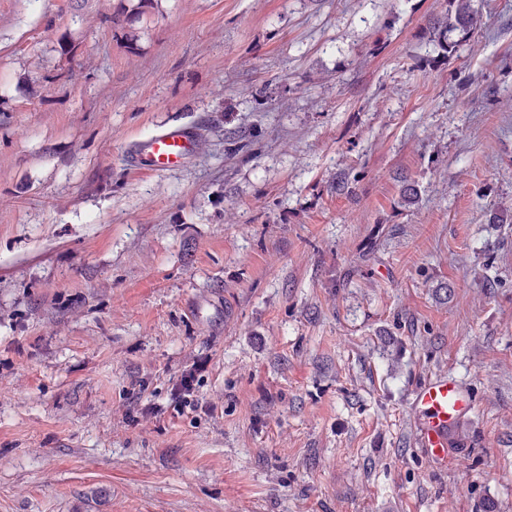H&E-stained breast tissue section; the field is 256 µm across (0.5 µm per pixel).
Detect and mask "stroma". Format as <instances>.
<instances>
[{
    "mask_svg": "<svg viewBox=\"0 0 512 512\" xmlns=\"http://www.w3.org/2000/svg\"><path fill=\"white\" fill-rule=\"evenodd\" d=\"M473 6L448 55V0H0V512H512V0ZM194 146L189 132L172 129L141 140L132 152V160L140 167L163 171L180 165ZM205 369V363L194 362L191 368L184 372L174 385V394L178 400V414H184L185 410H194L199 407V399L196 394V387L199 383V374ZM410 405L416 415L415 445L434 463L447 465L454 454L453 434L474 408L471 393L456 379L437 375L416 386Z\"/></svg>",
    "mask_w": 512,
    "mask_h": 512,
    "instance_id": "1",
    "label": "stroma"
}]
</instances>
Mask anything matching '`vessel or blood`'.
<instances>
[{"label": "vessel or blood", "instance_id": "obj_1", "mask_svg": "<svg viewBox=\"0 0 512 512\" xmlns=\"http://www.w3.org/2000/svg\"><path fill=\"white\" fill-rule=\"evenodd\" d=\"M189 132L172 129L141 140L132 152L139 166L163 171L180 165L194 149ZM410 405L415 412V443L434 463L447 464L452 457L453 434L470 415L474 399L456 379L437 375L420 382L414 389Z\"/></svg>", "mask_w": 512, "mask_h": 512}]
</instances>
